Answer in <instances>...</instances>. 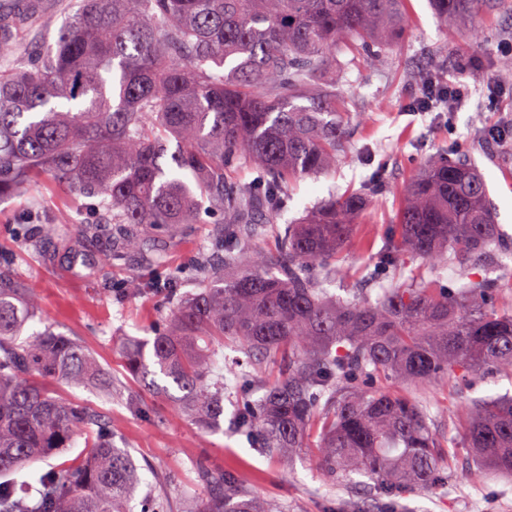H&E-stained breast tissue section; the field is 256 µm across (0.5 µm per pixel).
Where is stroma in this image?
<instances>
[{"label":"stroma","mask_w":512,"mask_h":512,"mask_svg":"<svg viewBox=\"0 0 512 512\" xmlns=\"http://www.w3.org/2000/svg\"><path fill=\"white\" fill-rule=\"evenodd\" d=\"M408 27L404 39L375 65L354 70L344 91L349 97L350 133L347 156L334 171L294 182L288 190L285 220L303 217L320 202L366 188H378L375 208L360 230L383 239L401 205L403 189L425 157L445 152L470 158L483 174L496 222L512 243V141L485 136L489 128L512 121V93L491 97L506 44L512 42V0H494L477 22L476 32L447 26L432 13L429 0H407ZM444 64L445 84L463 88L467 100L454 114L424 112L414 100L421 74L432 58ZM98 200L77 193L64 195L46 184H31L21 197L0 200V252L10 255L13 272L38 296L30 326H55L92 352L112 383L111 400L86 387L53 383L63 397L82 402L108 421L118 447L129 449L140 464L141 483L131 503L132 512L165 478L172 494L203 496L196 462L212 471L238 475L260 496L275 501L284 512H330L350 496L347 486L328 478L308 454L283 466L255 448L237 430L238 401L224 399L220 428L204 430L184 417L176 401L178 388L159 395L132 379L123 356L127 339H149L168 313L164 297L145 289V281L166 279L201 261L221 215H202L177 237L152 232L166 257L164 267L138 255L101 264L107 243L87 237L85 226L99 219ZM41 213L47 221L70 229V243L31 232L28 214ZM136 395L144 411L134 413L125 404ZM512 394V375L502 372L470 385L438 380L419 390L420 399L437 414L440 431L454 433L460 410L477 399ZM467 449L450 458L448 480L440 487L408 494L407 512H512V478L474 474Z\"/></svg>","instance_id":"obj_1"}]
</instances>
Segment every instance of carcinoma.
<instances>
[{
    "label": "carcinoma",
    "instance_id": "cac0c4a2",
    "mask_svg": "<svg viewBox=\"0 0 512 512\" xmlns=\"http://www.w3.org/2000/svg\"><path fill=\"white\" fill-rule=\"evenodd\" d=\"M404 2L79 0L44 45L19 37L42 25V7H0V200L37 181L98 197L101 225L119 226L104 261L145 252L157 266L165 257L149 231L177 235L204 211L223 214L216 262L157 286L168 328L126 344L128 371L170 379L181 413L215 429L225 387L211 380L212 353L229 346L276 364L240 377L237 428L285 465L314 429L324 471L346 484L376 481L388 497L443 484L452 443L430 407L389 383L512 372V307L495 304L512 297V279L479 274L448 286L440 275L459 256L489 271L502 241L471 160L439 152L411 176L375 255L384 280L374 298L329 287L347 275L340 254L376 189L278 225L290 183L340 161L342 79L402 40ZM488 4L431 0L439 21L461 28ZM36 231L67 243L64 227ZM267 237L270 247L257 246ZM417 261L433 276L405 275ZM9 263L0 254V512H130L140 481L130 450L44 383L89 385L99 367L65 334L29 331L38 300ZM188 275L198 289L185 299L177 283ZM462 424L479 467L512 477V395L474 401ZM77 435L93 448L87 461L26 472ZM197 470L206 496L190 512H275L234 475ZM145 512H174L167 491Z\"/></svg>",
    "mask_w": 512,
    "mask_h": 512
}]
</instances>
